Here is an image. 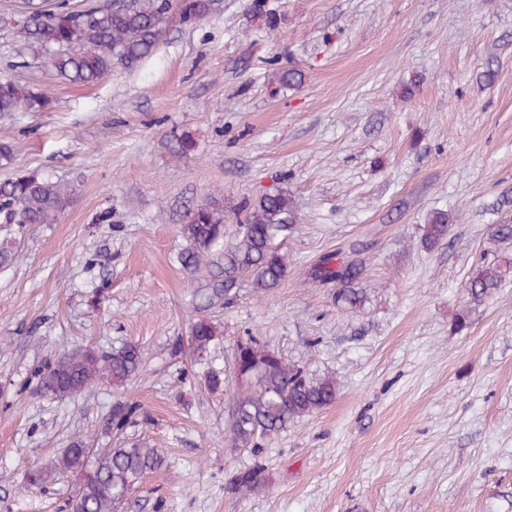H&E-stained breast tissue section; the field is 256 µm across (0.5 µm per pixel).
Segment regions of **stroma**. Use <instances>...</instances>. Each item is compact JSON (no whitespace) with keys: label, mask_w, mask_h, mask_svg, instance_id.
I'll use <instances>...</instances> for the list:
<instances>
[{"label":"stroma","mask_w":512,"mask_h":512,"mask_svg":"<svg viewBox=\"0 0 512 512\" xmlns=\"http://www.w3.org/2000/svg\"><path fill=\"white\" fill-rule=\"evenodd\" d=\"M248 3L214 0L137 71L85 85L15 67L3 21L16 0H0V75L53 99L0 115L14 152L0 179L76 186L55 223L0 227V512H66L79 473L37 488L25 475L75 441L116 446L103 428L118 400L149 416L126 443L167 457L121 512H512V280L477 306L466 292L512 261L491 240L512 222V0H268L272 32ZM278 66L302 85L275 82ZM176 136L192 144L178 158ZM275 188L296 213L289 273L211 310L213 364L253 335L339 392L264 444L269 487L240 498L228 480L252 457L229 448L231 394L205 387L187 348L199 311L176 256L186 209ZM437 210L450 227L430 248L421 227ZM336 252L362 265L360 311L309 279ZM126 342L145 358L124 388H41L48 362Z\"/></svg>","instance_id":"1"}]
</instances>
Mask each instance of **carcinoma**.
Returning <instances> with one entry per match:
<instances>
[{"mask_svg": "<svg viewBox=\"0 0 512 512\" xmlns=\"http://www.w3.org/2000/svg\"><path fill=\"white\" fill-rule=\"evenodd\" d=\"M213 0H176L175 12H169L168 0H116L102 6L94 0L76 5L71 0H22L18 19L21 50L18 65L27 66V54L33 53L72 83L93 84L116 70L132 72L152 56L169 30L171 16L178 24L196 27L211 13ZM249 11L276 26L275 13L266 8V0H251ZM283 86H299L300 70L279 69L274 73ZM51 104L44 94L33 93L12 79L0 77V114L40 112ZM73 201L70 185L48 176L30 174L0 181V224H52ZM244 218L236 232L226 239L224 205L213 198L192 209L181 225L187 246L178 256L181 267L191 276L207 267L205 287L197 291L199 310L206 311L216 302L230 305L242 278L249 280L256 293L277 287L288 274V259L277 242L288 237L295 226V209L288 192L275 189L264 193L252 206L244 207ZM449 217L445 211L433 213L423 226V240L433 247L448 236ZM361 269L358 260L337 254L324 257L312 279L320 284L335 282L336 303L355 311L364 307L366 292L357 287ZM512 277V266H497L478 271L469 280L470 302L482 303ZM219 330L207 316H200L190 327L193 354L202 361L210 352ZM144 349L127 342L110 353L92 348L61 357L39 370L44 390L58 398H67L107 382L123 388L140 370ZM235 384L228 411L229 442L238 452L258 453L267 442L296 420L320 412L335 402L336 378L312 373L290 363L280 354L259 346L254 338L244 349L233 353L224 370L205 374V385L218 390ZM148 415L141 405L118 401L112 405L108 428L119 433ZM166 465L164 453L157 448H106L93 467L83 443L63 449L51 468L29 472L30 485L41 486L53 473L79 471L82 482L74 494V512H118L123 502L140 484L145 474ZM269 484L265 464L256 460L236 471L228 490L239 497L264 492Z\"/></svg>", "mask_w": 512, "mask_h": 512, "instance_id": "1", "label": "carcinoma"}]
</instances>
